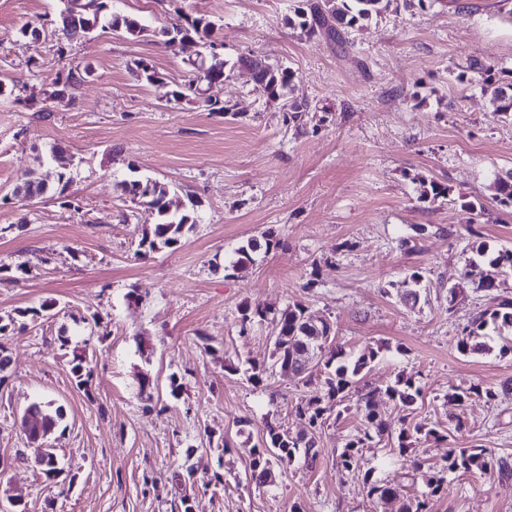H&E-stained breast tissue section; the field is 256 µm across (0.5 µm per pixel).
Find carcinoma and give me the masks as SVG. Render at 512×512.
Returning a JSON list of instances; mask_svg holds the SVG:
<instances>
[{"label":"carcinoma","mask_w":512,"mask_h":512,"mask_svg":"<svg viewBox=\"0 0 512 512\" xmlns=\"http://www.w3.org/2000/svg\"><path fill=\"white\" fill-rule=\"evenodd\" d=\"M110 0H63V9L57 19L51 21L55 28L70 40H78L86 34L85 30H76L69 23L70 18L79 15V23H93L94 26L122 29L131 37H138L145 27L135 19L119 17L110 12ZM293 14L287 17L288 26L313 35L321 33L329 39H336L340 31L360 27L373 17L381 15L390 7L391 0H294ZM215 25L203 19H194L183 25L174 23L161 29L165 44L173 47L175 43L196 37L204 44L214 42ZM206 77L210 81L222 82L226 75L225 61L213 52L205 54ZM193 77L179 86L174 92V99H192L198 94L199 84L202 83V65L192 64ZM470 69L482 79V90L491 93L498 102L497 111L504 114L512 113V82L495 83L489 76L491 67L475 61ZM89 66L76 65L67 70L60 79L62 86L51 90V95L62 91L72 95L83 81L91 76ZM256 87L271 98H279L287 92L294 91V72L279 64H268L262 71V77L255 82ZM60 170L66 175L64 184L49 188L36 177L35 172L27 173L26 178L17 184L13 196L28 199H42L48 195L64 197L72 182L70 163L61 155H52ZM496 189L499 202L512 205V172L498 178ZM130 203L145 216L144 228L135 255L145 257L157 250L170 249L181 244L182 239L197 226L196 207L198 202L188 198L189 205L181 210H172L171 194L167 184L151 178L134 179L124 183ZM259 248L258 243L250 242L238 250V258L232 269L243 272L253 262L252 253ZM265 322L271 326L273 350L272 363L251 365L250 382L259 386L270 377L275 370L301 369V358L306 352L317 354L322 344L331 336L333 325L323 316L302 304L288 305L283 309L256 305L254 308L242 310L240 332L246 333L255 321ZM493 327L499 331L512 330V300L501 299L493 308L481 311L463 329L458 340V349L466 354L470 351L483 350L485 344L481 339L485 330ZM380 349L367 346L353 353H338L324 362L326 376L324 380L309 390L297 405L298 412L304 416L310 430L322 427L335 406L353 395L358 396L357 408L363 412L367 427L363 434L357 435L345 444L339 455L338 465L343 471L351 472L358 468L360 449L368 446L373 435L382 436L387 430V424L376 410L374 394L367 390L368 383L364 382L372 363L378 358ZM70 371L78 388H88L92 379V371L88 366L85 351L74 349L70 360ZM389 398L403 405H410L421 394V387L414 379L400 378L396 384L386 389ZM64 419L63 408L53 407V402H32L21 416V427L29 440H35L39 433L55 430ZM305 436H295L275 426H266V433L261 443L254 446L253 458L250 463V477L264 484L272 476L273 464H289L296 456L304 457L308 466H313L318 451L315 450V440L304 442ZM34 462L47 480H56L63 468L58 466L57 455H42L35 457ZM497 468L502 476L512 475V468L501 459H493L486 448H450L448 449L447 465L442 469H430L422 473L428 491L422 496L407 497L402 500L398 512H431L432 498L437 497L447 489V472L474 470L485 471ZM365 484L368 495L373 500L382 501L386 498L400 497L399 491L387 484L372 479L371 471H366Z\"/></svg>","instance_id":"carcinoma-1"}]
</instances>
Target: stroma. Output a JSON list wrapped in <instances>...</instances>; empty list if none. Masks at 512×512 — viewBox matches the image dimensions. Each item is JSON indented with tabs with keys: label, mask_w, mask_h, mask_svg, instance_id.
Returning <instances> with one entry per match:
<instances>
[{
	"label": "stroma",
	"mask_w": 512,
	"mask_h": 512,
	"mask_svg": "<svg viewBox=\"0 0 512 512\" xmlns=\"http://www.w3.org/2000/svg\"><path fill=\"white\" fill-rule=\"evenodd\" d=\"M291 4L112 0L143 37L98 29L69 41L50 27L37 39L20 33L55 18L62 0H0V315L57 303L55 316L0 340L12 358L0 383V512L16 496L26 512H181L184 494L193 512H397L368 497L365 470L419 496L427 487L410 479L413 460L439 468L449 449L482 446L512 465V394L501 393L512 352L501 353L495 333L488 351L457 349L474 316L512 299V274L496 293L481 289L491 268L474 250L512 251V206L494 184L512 170V116L469 69L479 60L496 82L512 80V0H393L336 43L290 28ZM180 16L213 22L235 65L206 88L228 114L172 99L202 51L165 44L161 28ZM247 54L291 68L292 97L307 105L301 124L288 120L289 99L263 96L237 67ZM140 59L158 81L140 78ZM77 64L93 74L72 101L46 100ZM53 145L72 160L65 199H13L30 169L54 180ZM141 177L167 183L173 201L199 203L182 245L144 259L135 254L143 219L120 188ZM268 233L278 246L230 270L241 246ZM415 270L424 289L414 303L402 282ZM296 303L333 323L324 357L381 346L366 380L391 433L364 449L359 471H341L339 454L365 429L346 399L315 434V464L275 467L274 483L259 487L253 447L268 422L306 430L295 406L307 389L282 372L251 384L250 365L270 360V327L241 332V311ZM76 347L94 370L87 391L70 372ZM143 373L156 382L149 401ZM403 376L423 389L407 407L386 394ZM477 383L497 398L449 402ZM37 399L65 412L50 438L64 469L55 482L34 468L37 450L19 425ZM430 428L440 441L425 437ZM212 440L228 441L227 451L209 449ZM187 465L198 481L181 491L172 476ZM216 471L223 486L203 487ZM447 480L432 512H512V477L476 470Z\"/></svg>",
	"instance_id": "obj_1"
}]
</instances>
